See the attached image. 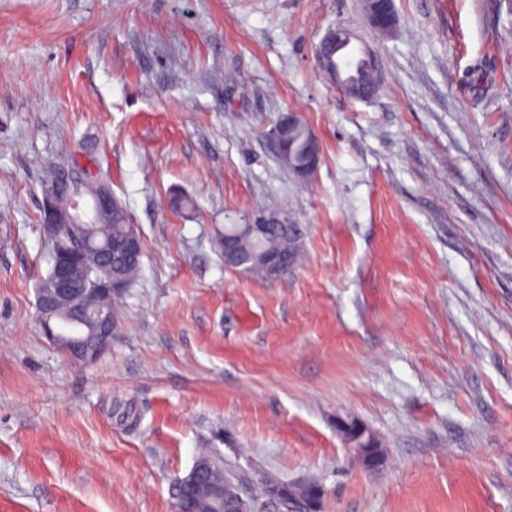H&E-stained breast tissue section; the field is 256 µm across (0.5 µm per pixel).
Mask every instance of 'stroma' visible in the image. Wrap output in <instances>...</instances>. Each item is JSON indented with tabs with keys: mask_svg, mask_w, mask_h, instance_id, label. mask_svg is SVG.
<instances>
[{
	"mask_svg": "<svg viewBox=\"0 0 512 512\" xmlns=\"http://www.w3.org/2000/svg\"><path fill=\"white\" fill-rule=\"evenodd\" d=\"M393 5L385 37L363 0H0V512H174L204 454L246 496L316 483V512H512V0ZM339 23L369 101L317 63ZM52 164L105 175L142 239L92 363L37 320ZM261 211L304 228L279 279L218 244ZM353 39L354 34L352 29L346 26L337 25L330 28L317 47L316 59L319 66L324 72H326L331 81H335L340 85L350 98L359 101H366L371 96L372 91L375 93L376 87L372 85V90L369 89V86L365 83V77L369 73H374V79L377 83L380 79L378 66L374 59L371 56L366 55V59L364 61L365 66L361 71L360 78H354L352 81H345L344 76L341 74L338 67L339 60L337 54L344 48L348 47V45L352 43ZM327 48H330L331 50L329 55L326 53ZM335 54L336 65L333 63V55ZM298 120H299V117L295 113L289 112L280 120L278 126L275 128L274 140H275L279 155H281L282 144H283V134H282V129L280 126L288 124V129H290L292 126H294L297 123ZM288 129L285 131V136L287 138V142H286L287 150L281 158V161L287 167H288V163L290 166L296 164L298 162L300 155L308 147L309 132H310L308 127L303 122H300L299 125H297L293 129H291V131L289 132V140L292 142V151H291L290 156L288 157ZM337 427L345 445L354 450V454L359 460L367 466L375 465L373 458V436L367 429L355 430L351 427L350 422L343 420L338 422Z\"/></svg>",
	"mask_w": 512,
	"mask_h": 512,
	"instance_id": "obj_1",
	"label": "stroma"
}]
</instances>
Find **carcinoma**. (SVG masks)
Listing matches in <instances>:
<instances>
[{
    "label": "carcinoma",
    "instance_id": "1",
    "mask_svg": "<svg viewBox=\"0 0 512 512\" xmlns=\"http://www.w3.org/2000/svg\"><path fill=\"white\" fill-rule=\"evenodd\" d=\"M289 140L292 151L283 155V164L294 165L300 155L309 145V129L301 123L291 129ZM109 187L101 179L83 178L75 181L71 168L65 165H55L48 169L43 181V193H55L60 207L67 205L69 196L77 194L96 201L100 191ZM130 226L128 211L120 200H115L110 210L97 218H90L77 224L58 225V235L66 241L70 254L74 258L76 279L88 288H97L111 280L122 282L128 286L138 274L141 267L142 254L129 257L123 263L108 269L100 264L101 251L107 250L112 243L121 239ZM232 234L239 248L244 252V263L240 270L258 278H270V272L265 265V255L271 252L291 256L298 260L303 239L304 228L300 224H274L271 231L260 238L253 237L245 231L241 224L226 228ZM209 482L213 487H202L198 495V512H221L224 504L233 502L237 493L236 487L224 475V467L212 463ZM307 485H289L267 479L262 484V494L269 497L276 493L290 501L305 502L308 500Z\"/></svg>",
    "mask_w": 512,
    "mask_h": 512
}]
</instances>
